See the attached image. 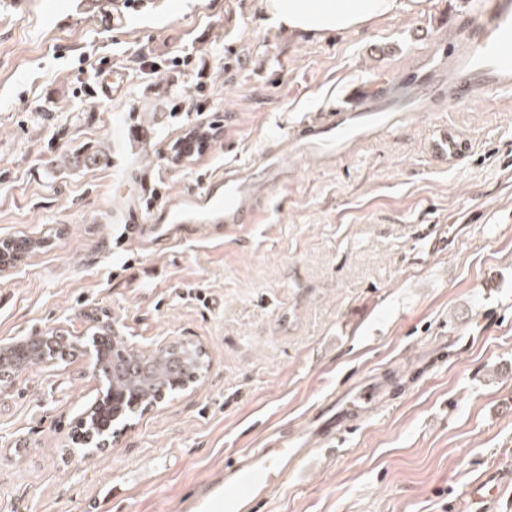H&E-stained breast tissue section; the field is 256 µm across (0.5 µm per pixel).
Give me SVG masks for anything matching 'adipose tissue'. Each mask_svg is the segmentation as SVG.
Segmentation results:
<instances>
[{
	"mask_svg": "<svg viewBox=\"0 0 512 512\" xmlns=\"http://www.w3.org/2000/svg\"><path fill=\"white\" fill-rule=\"evenodd\" d=\"M423 0H264L268 20L314 36L363 28L403 11L418 10Z\"/></svg>",
	"mask_w": 512,
	"mask_h": 512,
	"instance_id": "ef3b65f1",
	"label": "adipose tissue"
}]
</instances>
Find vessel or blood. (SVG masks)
<instances>
[{
    "instance_id": "b4317fda",
    "label": "vessel or blood",
    "mask_w": 512,
    "mask_h": 512,
    "mask_svg": "<svg viewBox=\"0 0 512 512\" xmlns=\"http://www.w3.org/2000/svg\"><path fill=\"white\" fill-rule=\"evenodd\" d=\"M414 109L428 111L432 101L452 109L472 107L479 94L512 95V0H478L459 47L448 62L414 80ZM388 97L363 86L352 87L342 105L315 112L299 125L293 150H263L252 163L209 175L202 186L159 198L144 224H129L123 237L146 243L148 250L210 233L222 225L236 229L256 224L268 210L271 191L287 183L301 157L342 156L399 122ZM381 404L378 388L341 390L318 403L309 435L278 434L256 448L243 449L189 512H263L273 488L294 475L316 449L334 447L349 428L355 409Z\"/></svg>"
}]
</instances>
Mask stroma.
I'll return each instance as SVG.
<instances>
[{
	"mask_svg": "<svg viewBox=\"0 0 512 512\" xmlns=\"http://www.w3.org/2000/svg\"><path fill=\"white\" fill-rule=\"evenodd\" d=\"M263 3L0 0V240L48 242L0 271V343L82 338L109 316L131 351L177 340L209 361L86 456L89 354L0 382V512H186L267 432L394 370L382 407L264 512H482L472 484L512 471V98L439 104L336 161L304 157L260 223L154 256L116 245L148 217L143 181L191 191L291 149L349 86L441 63L434 45L460 39L472 0L323 39ZM112 68L121 94L94 95ZM103 145L106 161L60 165Z\"/></svg>",
	"mask_w": 512,
	"mask_h": 512,
	"instance_id": "1",
	"label": "stroma"
}]
</instances>
